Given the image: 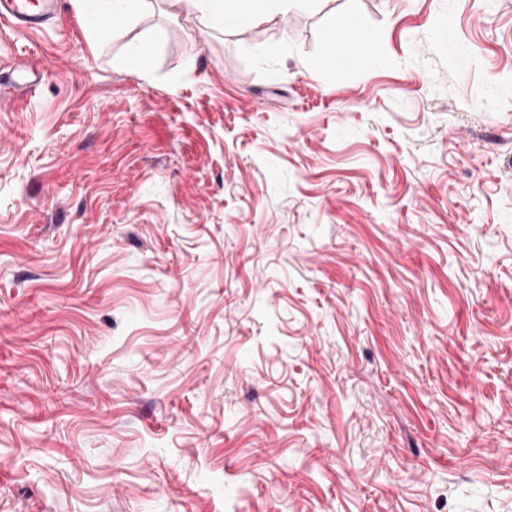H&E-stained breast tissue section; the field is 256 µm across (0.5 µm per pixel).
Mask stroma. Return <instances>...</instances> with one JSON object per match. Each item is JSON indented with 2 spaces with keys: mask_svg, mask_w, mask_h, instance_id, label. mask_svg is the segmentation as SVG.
I'll use <instances>...</instances> for the list:
<instances>
[{
  "mask_svg": "<svg viewBox=\"0 0 512 512\" xmlns=\"http://www.w3.org/2000/svg\"><path fill=\"white\" fill-rule=\"evenodd\" d=\"M94 9L0 24V512H512V0ZM97 8L93 12L87 26L89 37L96 38L112 29L111 25L104 24L100 20L106 17H118L128 19L138 15L147 5V0H97ZM315 0H180L188 17L205 28L224 20H259L274 3L289 8L307 7ZM350 16L342 17L334 25L325 36V51L323 60L329 63L332 67L336 65L338 71H342L344 68L336 61L334 57L329 53L327 48V40L331 32L339 29ZM333 47L336 49L337 60L343 65L353 64L359 57V55L366 49L367 40L365 37L358 33L356 24L354 22L347 23L344 27L336 31L335 34L330 36ZM13 71L15 78L4 88L0 85V99L25 104L36 95L44 74L38 64L29 58L18 59Z\"/></svg>",
  "mask_w": 512,
  "mask_h": 512,
  "instance_id": "35a3bbf8",
  "label": "stroma"
}]
</instances>
